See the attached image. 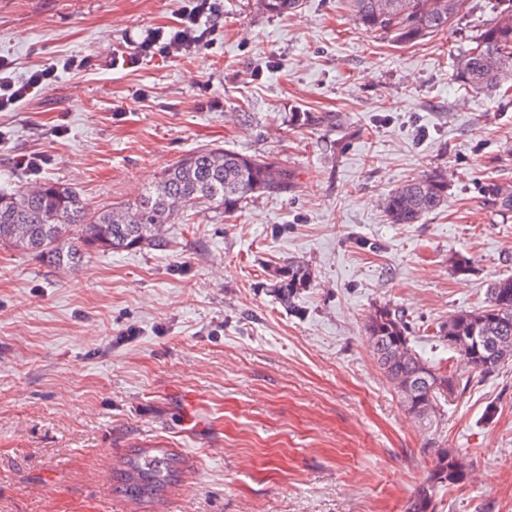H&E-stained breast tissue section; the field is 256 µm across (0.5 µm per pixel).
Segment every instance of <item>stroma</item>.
<instances>
[{
  "label": "stroma",
  "instance_id": "stroma-1",
  "mask_svg": "<svg viewBox=\"0 0 512 512\" xmlns=\"http://www.w3.org/2000/svg\"><path fill=\"white\" fill-rule=\"evenodd\" d=\"M257 2L224 0L200 51L113 71L129 35L176 27L187 0H0L17 73L95 62L0 112L1 187L51 180L120 206L216 147L277 159L296 182L75 270L0 246V512H405L444 449L471 476L438 491L437 512H512V364L471 375L436 335L512 275V211L488 193L512 186V96L464 89L453 67L496 0L413 44L356 30L343 0L285 16ZM292 112L334 121L292 128ZM24 154L49 162L32 171ZM435 169L450 174L442 207L390 223L382 197ZM456 254L471 274L453 273ZM291 261L313 283L289 309L269 288ZM380 305L459 380L428 414L408 413L368 345ZM148 448L177 453L181 473L138 503L111 476Z\"/></svg>",
  "mask_w": 512,
  "mask_h": 512
}]
</instances>
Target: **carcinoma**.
<instances>
[{"instance_id":"obj_1","label":"carcinoma","mask_w":512,"mask_h":512,"mask_svg":"<svg viewBox=\"0 0 512 512\" xmlns=\"http://www.w3.org/2000/svg\"><path fill=\"white\" fill-rule=\"evenodd\" d=\"M468 0H346L352 21L364 31H383L399 43L444 33ZM496 19L456 58L457 80L473 90L501 89L512 80V0H500ZM269 15L297 10L300 0H260ZM293 177L278 160L213 148L184 155L133 202L93 209L74 188L45 181L35 192L0 190V245L12 246L59 267L78 268L92 251H127L167 246L164 226L184 210L202 204L231 216L242 204L264 194H286ZM448 196V174L433 170L389 193L382 207L393 224H416ZM311 283L310 268L290 261L270 292L285 307ZM364 332L386 378L409 413L421 416L435 392L453 393L454 375L438 372L410 346L409 327L400 311L376 308ZM437 335L471 371L486 378L512 362V276L487 287L485 304L461 310L439 326ZM178 460L166 449L134 451L123 462L119 491L135 500L161 496L175 481ZM468 477L461 458L446 451L411 499L408 512H436L438 489Z\"/></svg>"}]
</instances>
